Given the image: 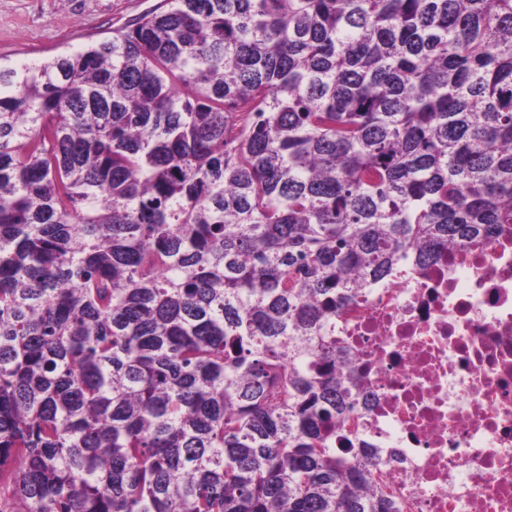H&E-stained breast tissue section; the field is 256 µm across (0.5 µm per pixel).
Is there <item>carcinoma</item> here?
Listing matches in <instances>:
<instances>
[{"mask_svg":"<svg viewBox=\"0 0 512 512\" xmlns=\"http://www.w3.org/2000/svg\"><path fill=\"white\" fill-rule=\"evenodd\" d=\"M512 224V0H162L0 63V512H399L336 314Z\"/></svg>","mask_w":512,"mask_h":512,"instance_id":"obj_1","label":"carcinoma"}]
</instances>
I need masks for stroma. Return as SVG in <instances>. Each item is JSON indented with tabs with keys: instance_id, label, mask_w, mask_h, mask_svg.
I'll use <instances>...</instances> for the list:
<instances>
[{
	"instance_id": "obj_1",
	"label": "stroma",
	"mask_w": 512,
	"mask_h": 512,
	"mask_svg": "<svg viewBox=\"0 0 512 512\" xmlns=\"http://www.w3.org/2000/svg\"><path fill=\"white\" fill-rule=\"evenodd\" d=\"M159 0H0V59L27 62L77 50L154 9Z\"/></svg>"
}]
</instances>
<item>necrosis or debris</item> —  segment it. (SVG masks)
<instances>
[{
    "instance_id": "1",
    "label": "necrosis or debris",
    "mask_w": 512,
    "mask_h": 512,
    "mask_svg": "<svg viewBox=\"0 0 512 512\" xmlns=\"http://www.w3.org/2000/svg\"><path fill=\"white\" fill-rule=\"evenodd\" d=\"M362 381L337 447L373 453L401 512H512V224L407 259L336 318Z\"/></svg>"
}]
</instances>
